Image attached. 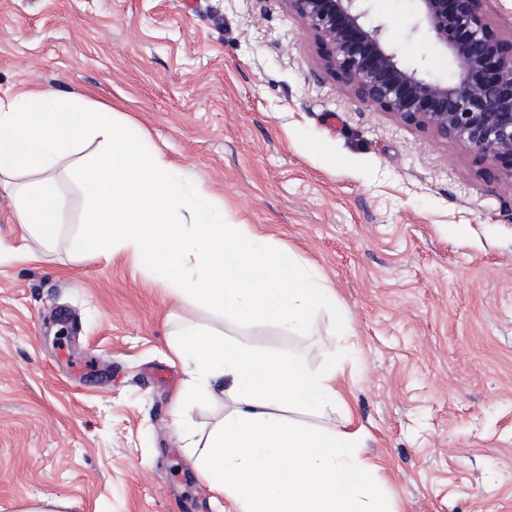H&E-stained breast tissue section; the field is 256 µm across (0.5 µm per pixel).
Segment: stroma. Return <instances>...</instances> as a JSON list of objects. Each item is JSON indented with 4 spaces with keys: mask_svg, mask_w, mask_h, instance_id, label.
Instances as JSON below:
<instances>
[{
    "mask_svg": "<svg viewBox=\"0 0 512 512\" xmlns=\"http://www.w3.org/2000/svg\"><path fill=\"white\" fill-rule=\"evenodd\" d=\"M406 61L409 0H372ZM31 85L115 107L237 220L336 290L350 333L225 320L338 369L359 456L396 512H512V178L345 95L283 0H0V99ZM0 194V512H238L175 429L173 301L131 253H23Z\"/></svg>",
    "mask_w": 512,
    "mask_h": 512,
    "instance_id": "1",
    "label": "stroma"
}]
</instances>
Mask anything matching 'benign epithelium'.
I'll return each instance as SVG.
<instances>
[{
	"instance_id": "7a95c632",
	"label": "benign epithelium",
	"mask_w": 512,
	"mask_h": 512,
	"mask_svg": "<svg viewBox=\"0 0 512 512\" xmlns=\"http://www.w3.org/2000/svg\"><path fill=\"white\" fill-rule=\"evenodd\" d=\"M319 49L320 65L365 105L473 149L512 177V36L486 16L488 0H411L413 30L454 67L440 79L406 63L372 14L370 0H282Z\"/></svg>"
}]
</instances>
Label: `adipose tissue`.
<instances>
[{"mask_svg":"<svg viewBox=\"0 0 512 512\" xmlns=\"http://www.w3.org/2000/svg\"><path fill=\"white\" fill-rule=\"evenodd\" d=\"M94 140L97 153L71 162ZM64 179L86 200L75 237L81 252L108 260L131 251L167 277L170 296L239 323L271 322L307 336L315 313L328 308L345 330L336 294L321 277L304 270L287 245L273 246L238 223L206 187L185 193L177 165L115 109H90L84 96L38 85L0 101V190L13 203L29 256L59 244ZM170 350L190 376L179 405L226 391L234 400L204 440L183 431L197 451L198 476L214 493L238 502L241 512H389L356 454L354 432L277 413L286 404L327 416L340 400L335 370L312 372L296 358H269L189 323L174 331Z\"/></svg>","mask_w":512,"mask_h":512,"instance_id":"adipose-tissue-1","label":"adipose tissue"}]
</instances>
